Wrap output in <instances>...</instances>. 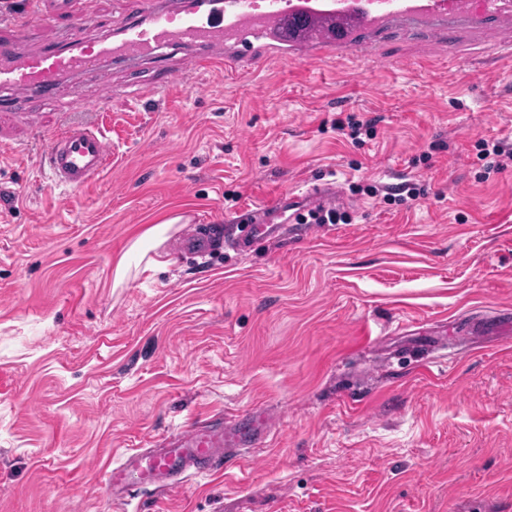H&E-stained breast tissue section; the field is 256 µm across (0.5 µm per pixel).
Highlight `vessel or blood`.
I'll return each instance as SVG.
<instances>
[{"mask_svg":"<svg viewBox=\"0 0 512 512\" xmlns=\"http://www.w3.org/2000/svg\"><path fill=\"white\" fill-rule=\"evenodd\" d=\"M58 15L69 16L76 26L64 43L31 52L18 50L17 41L32 21ZM452 19L512 27V0H140L133 19L99 40L81 32L85 23L81 0H34L31 11L14 20L11 35L0 34V88L45 98L62 79L98 70L106 62L151 61L166 50L187 51L193 70L220 66L235 72L253 71L269 60L288 64L365 58L370 37L399 25L427 37L435 29L447 32ZM110 155L101 131L71 124L50 140L44 162L54 185L79 190L105 170ZM287 204L282 196L238 214V221L247 225L246 239L306 233V225L295 222L272 225L273 216ZM219 237L236 247L246 240L220 235L212 226L191 224L170 248L202 257ZM231 437L244 446L256 441L255 433L236 424L211 419L193 423L107 467L105 485L112 493L133 484L172 492L187 474L223 472L224 445Z\"/></svg>","mask_w":512,"mask_h":512,"instance_id":"obj_1","label":"vessel or blood"}]
</instances>
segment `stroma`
<instances>
[{
    "label": "stroma",
    "mask_w": 512,
    "mask_h": 512,
    "mask_svg": "<svg viewBox=\"0 0 512 512\" xmlns=\"http://www.w3.org/2000/svg\"><path fill=\"white\" fill-rule=\"evenodd\" d=\"M138 2L86 0L84 36ZM451 28L432 63L399 26L368 60L187 78L181 51L51 103L0 91V512H512V168L477 149L512 143V64L498 26ZM163 66L172 91L134 105ZM349 114L378 120L362 145L336 128ZM74 122L112 139L80 190L41 162ZM326 183L350 223L203 262L164 243L169 266L113 284L164 219L284 192L304 213ZM405 184L424 196L369 192ZM220 412L262 417L265 443L173 495L110 499L108 463ZM479 159L486 161V173L501 172L512 166V145L503 139H480L477 143Z\"/></svg>",
    "instance_id": "obj_1"
}]
</instances>
